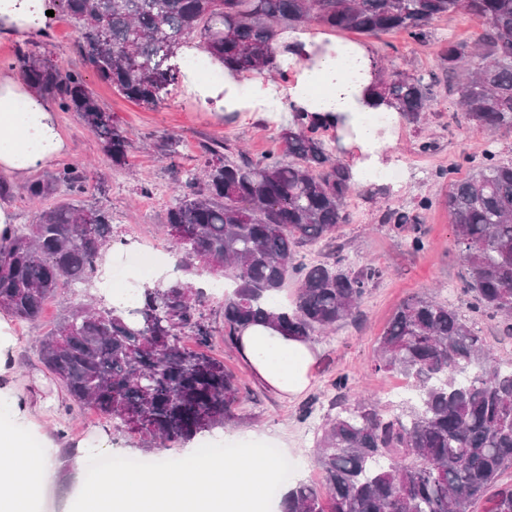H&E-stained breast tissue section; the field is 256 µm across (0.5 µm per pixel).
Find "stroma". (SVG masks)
Here are the masks:
<instances>
[{"label":"stroma","instance_id":"obj_1","mask_svg":"<svg viewBox=\"0 0 512 512\" xmlns=\"http://www.w3.org/2000/svg\"><path fill=\"white\" fill-rule=\"evenodd\" d=\"M483 27L477 17L447 15L433 21L430 36L423 43L402 34L378 39L353 33L334 35L314 24L308 31L324 40L365 45L383 65L433 71L438 52L448 40L475 42ZM25 54L41 56L63 71L80 72L100 106L130 133L127 162L116 169L79 113L58 115L66 140L62 159L84 168L88 175V190L80 199L81 205L105 209L112 215L110 263L138 250L168 255L170 243L163 233V222L173 202L171 194L185 182L188 172L201 167L202 145L223 141L244 148L254 159L284 150L280 123L248 112L205 109L183 85L173 89L165 103L155 109L129 101L86 64L78 29L62 10H55L39 33L0 30V74L20 75V59ZM432 93L433 112L428 124L417 127L401 123L386 146L393 168H404L408 162L413 165L412 170H406L403 185L382 178L360 184L346 205L351 221L341 226L334 242L304 247L297 253L303 262L327 261L338 250L351 266L370 263L383 271L361 304L359 322L315 337L311 381L301 395L284 396L256 378L235 345L225 338L223 293L207 292L202 311L213 327L209 352L223 361L239 384L237 417L233 423L197 435L190 444L150 450L139 435L119 428L93 409L70 408L63 387L41 362L37 338L83 302L85 290L62 288L44 305L37 322L8 318L10 334L0 347V426L18 434L31 461H38L46 447L56 450L53 483L36 499L34 512H70L81 491L73 458L88 448L171 460L183 458L188 446L263 441L277 446L295 465L294 480L320 481L315 441L333 411L337 394L334 383L338 377H348L352 392H368L380 404H387V390L401 384L402 378L375 371L378 340L399 305L413 295L458 307L494 345L498 358L505 363L512 361V339L501 336L498 319L470 309L472 296L463 288L465 267L448 215V181L443 177L448 170L456 178L466 177L480 164L486 148L501 160L512 161V133L491 136L457 124L452 118L454 97L447 83H437ZM427 137L433 139L435 147L424 153L419 145ZM165 138L176 142L175 159L149 148L150 143ZM160 189L167 190V197H157ZM423 200L428 203L424 210L419 207ZM389 210L420 215L421 231L428 242L424 250L411 249L409 232L395 231L383 223L382 217Z\"/></svg>","mask_w":512,"mask_h":512}]
</instances>
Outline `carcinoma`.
Segmentation results:
<instances>
[{"instance_id":"obj_1","label":"carcinoma","mask_w":512,"mask_h":512,"mask_svg":"<svg viewBox=\"0 0 512 512\" xmlns=\"http://www.w3.org/2000/svg\"><path fill=\"white\" fill-rule=\"evenodd\" d=\"M78 23L87 64L130 101L157 108L184 76L175 63L188 40L200 39L212 59L239 73L272 65L285 29L316 24L376 39L399 32L423 42L432 22L460 10L483 20L469 46L448 41L440 69L454 87L468 125L495 135L512 132V0H61ZM22 73L39 92L77 112L103 141L112 165L126 164L129 136L105 111L81 74L62 72L36 55ZM433 71L391 69L374 85L409 123L431 109ZM323 126L296 115L281 139L290 160L270 152L232 160L224 143L204 148L201 173L178 187L166 213L176 265L198 264L232 285L224 299V335L274 325L310 341L359 315L383 272L296 261L297 249L333 239L349 223L348 198L358 187L349 167L322 136ZM87 190V175L62 163L26 186L40 200ZM446 203L467 268L464 288L476 307L512 337V162L491 150L476 171L448 183ZM397 230L415 225L410 245L426 241L418 216L390 211ZM110 217L102 209L58 202L27 224L0 235V311L37 320L63 284L91 282L110 248ZM296 283L289 303L276 296ZM204 292L190 282L147 286L133 308L78 304L39 343L41 360L73 405L91 406L138 433L150 447L184 442L236 418L240 390L224 362L206 352L212 327L200 312ZM155 312L170 336L148 334L134 312ZM192 339L196 348L185 344ZM374 371L412 381L405 413L368 398L344 404L317 436L322 484L300 481L281 499V512H512V365L453 306L426 296L404 301L380 337Z\"/></svg>"}]
</instances>
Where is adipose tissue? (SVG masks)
I'll use <instances>...</instances> for the list:
<instances>
[{"mask_svg": "<svg viewBox=\"0 0 512 512\" xmlns=\"http://www.w3.org/2000/svg\"><path fill=\"white\" fill-rule=\"evenodd\" d=\"M47 22L44 0H0V27L36 33ZM288 50H276L281 70H292L289 84L260 75L244 78L225 70L220 88H199L201 101L214 109L253 112L277 122H292L295 112L317 115L321 124L346 125L351 133L344 143L352 149L351 163L358 180L372 179L385 168L384 148L402 118L396 110L365 96L377 78V63L365 47L356 56L342 53L334 44L332 53L316 64L304 56L312 52L308 33L287 37ZM66 149L56 114L27 80L0 75V173L17 180L28 177L60 156ZM238 350L256 376L282 392L296 395L310 382L314 353L308 342L286 338L269 325L254 323L240 329ZM0 512H32L52 469V454L32 463L13 429L0 428Z\"/></svg>", "mask_w": 512, "mask_h": 512, "instance_id": "1", "label": "adipose tissue"}]
</instances>
